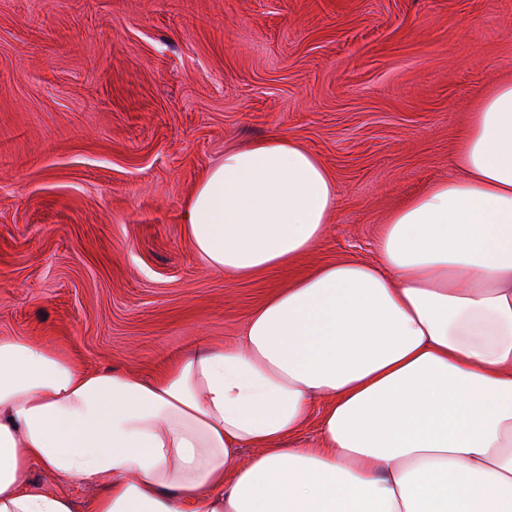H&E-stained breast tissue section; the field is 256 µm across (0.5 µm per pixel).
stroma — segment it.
<instances>
[{"label":"stroma","mask_w":512,"mask_h":512,"mask_svg":"<svg viewBox=\"0 0 512 512\" xmlns=\"http://www.w3.org/2000/svg\"><path fill=\"white\" fill-rule=\"evenodd\" d=\"M503 80L512 0H0V337L145 379L236 340L297 276L376 262ZM273 133L319 157L336 209L290 267L216 273L185 206L225 150ZM32 479L92 512L93 483Z\"/></svg>","instance_id":"obj_1"}]
</instances>
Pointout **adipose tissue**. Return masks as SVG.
I'll return each mask as SVG.
<instances>
[{"label":"adipose tissue","mask_w":512,"mask_h":512,"mask_svg":"<svg viewBox=\"0 0 512 512\" xmlns=\"http://www.w3.org/2000/svg\"><path fill=\"white\" fill-rule=\"evenodd\" d=\"M461 139L377 263L314 269L159 378L0 338V512H75L36 463L95 480L92 512H512V81ZM335 206L322 161L272 134L208 170L186 235L249 278L310 251ZM317 399V444L290 447Z\"/></svg>","instance_id":"obj_1"}]
</instances>
